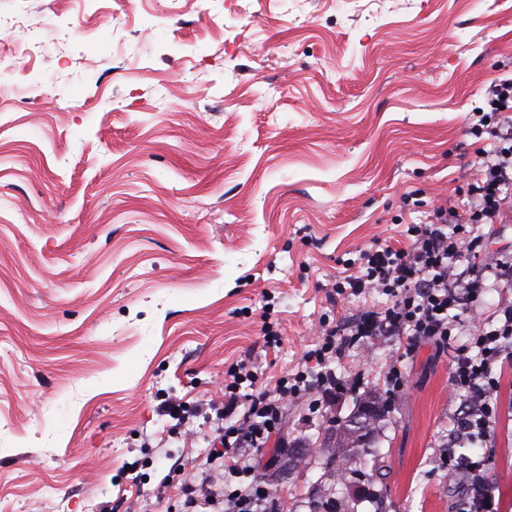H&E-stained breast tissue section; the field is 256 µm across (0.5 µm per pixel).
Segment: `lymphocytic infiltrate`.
<instances>
[{
  "label": "lymphocytic infiltrate",
  "mask_w": 512,
  "mask_h": 512,
  "mask_svg": "<svg viewBox=\"0 0 512 512\" xmlns=\"http://www.w3.org/2000/svg\"><path fill=\"white\" fill-rule=\"evenodd\" d=\"M489 102L492 111L481 114L479 125L494 147L484 153L468 185L467 204L433 207L423 221L408 225L404 247L379 243L360 250L357 275L332 285L338 296L376 290L387 295V302L363 306L345 322L323 317L304 366L278 377L273 388H258V374L248 367L227 370L219 409L223 423L210 437L207 462L215 471L233 473L236 481L206 489L187 482L184 512H195L203 501L224 512H271L274 503L268 483L256 474L255 454L279 436L283 408L289 400L305 397L310 409L317 410L325 397L360 389L359 378H339L331 364L347 348L383 337L402 339L385 376L389 396L406 385L405 356L417 342L432 341L449 349L452 385L464 397L449 446L489 441L496 414L493 396L499 388L494 369L512 360V303L501 306L491 322L481 318L479 309L486 274L511 284L512 260L495 262L486 273L474 261L485 246L484 225L502 223L512 210V80L493 85ZM463 329L470 345L452 346L455 332ZM443 464L470 482L463 512H500L486 455H472L462 463L451 451Z\"/></svg>",
  "instance_id": "1"
}]
</instances>
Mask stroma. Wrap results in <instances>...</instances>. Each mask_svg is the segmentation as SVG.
I'll list each match as a JSON object with an SVG mask.
<instances>
[{
	"mask_svg": "<svg viewBox=\"0 0 512 512\" xmlns=\"http://www.w3.org/2000/svg\"><path fill=\"white\" fill-rule=\"evenodd\" d=\"M13 42L34 53L24 98L0 93V512H179L226 371L301 367L324 314L387 300H331L347 262L466 202L512 0H0ZM398 348L332 369L383 392ZM403 370L378 455L346 484L316 453L281 471L279 512L330 489L356 512H462L438 466L448 353L419 342ZM497 374L489 468L512 512V362ZM168 398L197 415H159ZM359 398L289 402L284 455Z\"/></svg>",
	"mask_w": 512,
	"mask_h": 512,
	"instance_id": "1",
	"label": "stroma"
}]
</instances>
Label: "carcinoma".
Instances as JSON below:
<instances>
[{
  "label": "carcinoma",
  "instance_id": "1",
  "mask_svg": "<svg viewBox=\"0 0 512 512\" xmlns=\"http://www.w3.org/2000/svg\"><path fill=\"white\" fill-rule=\"evenodd\" d=\"M387 413V398L383 394L376 390L365 394L352 416L320 443L328 464L339 465L358 452L376 453Z\"/></svg>",
  "mask_w": 512,
  "mask_h": 512
}]
</instances>
